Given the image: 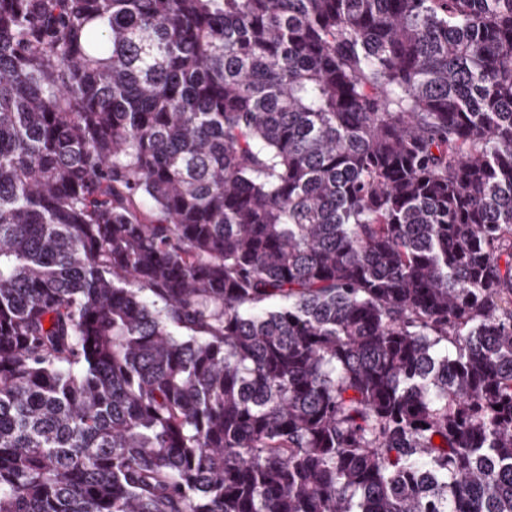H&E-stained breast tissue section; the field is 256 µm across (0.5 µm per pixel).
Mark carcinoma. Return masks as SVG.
Masks as SVG:
<instances>
[{
	"mask_svg": "<svg viewBox=\"0 0 512 512\" xmlns=\"http://www.w3.org/2000/svg\"><path fill=\"white\" fill-rule=\"evenodd\" d=\"M0 512H512V0H0Z\"/></svg>",
	"mask_w": 512,
	"mask_h": 512,
	"instance_id": "1",
	"label": "carcinoma"
}]
</instances>
